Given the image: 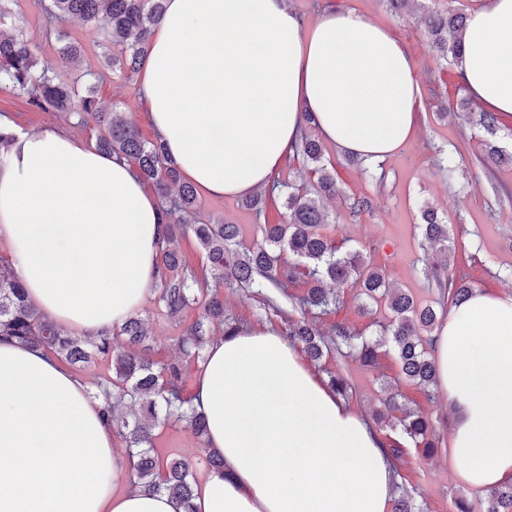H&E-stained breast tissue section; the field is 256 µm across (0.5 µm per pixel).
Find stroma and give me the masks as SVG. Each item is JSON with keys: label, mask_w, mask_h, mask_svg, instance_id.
Listing matches in <instances>:
<instances>
[{"label": "stroma", "mask_w": 512, "mask_h": 512, "mask_svg": "<svg viewBox=\"0 0 512 512\" xmlns=\"http://www.w3.org/2000/svg\"><path fill=\"white\" fill-rule=\"evenodd\" d=\"M290 7L305 22L316 20L323 10H353L372 22L389 29L407 48L415 64L423 90L422 107L417 115L416 131L409 143L383 164L381 174H374L347 160L345 153L333 143L324 145V161L336 169L341 190L338 199L329 201L330 212L326 233L351 244L370 246L371 262L384 268L393 287L410 291L421 304H435L439 294L425 276L432 263L430 252L422 249L420 224L424 206L437 208L450 225L456 244L458 267L474 288L498 295L512 294V201L498 202L494 191L512 193V163L486 170L483 130L462 119L446 115L445 109L465 89L458 67L444 59L429 44L423 26L415 15L394 14L382 0H288ZM16 10L23 20L28 41L37 48L41 65L56 69L66 82L83 73H99L103 65L104 39L99 30L80 20H68L63 28L80 55L75 64L62 66L57 54V38L47 37L38 0H19ZM95 96L102 107L125 113L141 137L154 139L155 131L147 120L140 99L138 77L114 74L99 83ZM0 116L26 132L63 128L76 137L92 143L96 140L94 124L75 125L73 120L57 112L32 108L26 97L11 85L0 84ZM456 161L454 176H447L442 166L447 158ZM366 196L372 201L371 211L352 215L348 205L352 198ZM201 220L224 221L239 225L244 244L257 239L261 224H278L285 218L282 197H267L262 211L246 208L238 198H213L200 195ZM303 281L288 284L285 290H272L265 295L253 288H223L224 311L237 325L269 327L284 331L281 316L268 307V298H282L284 293H300ZM342 305L336 312L323 316V326L337 322L351 325L361 336H379L390 313L386 308H373L369 314L359 312V290L344 285L339 290ZM153 335L154 354L161 359L175 356V336L198 316L189 310L184 317H168L157 305L156 295H149L138 310ZM312 371L319 377L333 373L345 378L350 386L347 404L367 419H374L385 395L386 382L395 380L397 361L391 350H383L376 366L363 365L358 358L332 352ZM402 404L430 411L441 441L433 457L422 456L415 448H407L398 464V485L424 507V512H455V500L463 487L451 475L448 458V405L443 396L427 399L423 390L410 382L398 381ZM163 456L191 461L196 472H203L204 450L185 430L165 429L156 440Z\"/></svg>", "instance_id": "1"}]
</instances>
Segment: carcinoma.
Returning <instances> with one entry per match:
<instances>
[{"instance_id":"cac0c4a2","label":"carcinoma","mask_w":512,"mask_h":512,"mask_svg":"<svg viewBox=\"0 0 512 512\" xmlns=\"http://www.w3.org/2000/svg\"><path fill=\"white\" fill-rule=\"evenodd\" d=\"M17 3L0 0V81L27 96L29 104L39 111L64 112L85 124L94 120L97 148L131 164L142 182L155 187L167 217L159 249L160 275L155 283L157 303L172 318L185 315L195 304L201 307L199 317L177 338L180 356L157 361L152 358L151 336L139 316L132 315L120 327L96 335L72 336L29 303L24 286L12 270L0 269V339L43 350L78 368L97 360L110 363L111 371L95 375L90 387L94 395L103 396L106 415L125 443L136 488L148 494L164 491L191 512L196 487L193 466L180 458L159 457L153 441L158 428L181 425L199 443H205L207 419L187 393V363L204 361L208 325L223 326L226 335L235 331L224 321V298L218 292L226 285L280 288L302 275L306 289L293 305L299 316L287 318L286 331L303 346L311 361H320L333 348H343L346 354L373 367L380 349L387 345L406 379L426 391L437 386V370L430 358L434 332L440 323L436 310L419 305L410 293L391 287L385 271L367 263L361 250L347 248L344 241L323 233L328 223L324 200L340 190L334 169L323 161L320 140L310 132L311 115H306L307 131L296 151L309 166L313 187L273 183L271 190L277 189L285 196L287 220L259 225V239L253 246L244 247L238 225L196 219L200 209L198 192L183 180L161 139L145 141L124 113L102 110L94 85L80 92L38 68L34 47L17 34ZM43 10L51 25L76 17L102 28L108 67L128 76L140 68L152 28L164 10V0H45ZM423 22L431 46L439 55L455 61L462 57L467 26L464 15L450 10L428 11ZM455 111L495 136L498 120L494 113L477 109L467 97L459 99ZM484 146L489 163L499 165L506 159L512 162V154L503 153L493 141H485ZM422 217L423 241L436 255L430 276L441 293L458 304L472 292V285L453 270L454 242L449 227L433 206L426 207ZM188 232L204 251L215 279L216 290L201 299L195 294L194 277L175 248L177 237ZM284 250L291 252L297 262L281 261ZM353 278L367 300L385 301L392 313L385 336L379 339L360 336L344 322L326 332L318 325L319 317L340 303L326 283L340 285ZM399 425L423 454L435 452L439 437L429 413L406 410ZM456 509L512 512V483L485 493L476 507L467 496H461Z\"/></svg>"}]
</instances>
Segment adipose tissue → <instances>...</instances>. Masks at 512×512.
I'll return each mask as SVG.
<instances>
[{
    "instance_id": "ef3b65f1",
    "label": "adipose tissue",
    "mask_w": 512,
    "mask_h": 512,
    "mask_svg": "<svg viewBox=\"0 0 512 512\" xmlns=\"http://www.w3.org/2000/svg\"><path fill=\"white\" fill-rule=\"evenodd\" d=\"M461 80L512 115V0L467 20ZM150 124L191 182L216 198L268 187L305 113L368 164L412 137L415 66L353 10L313 24L286 0H164L142 61ZM163 209L133 168L63 130L17 134L0 163V240L34 306L66 329L122 325L158 276ZM460 484L512 482V295L474 290L434 342ZM195 404L208 472L195 512H388L397 482L380 432L280 333L243 326L211 341ZM128 457L101 400L50 354L0 343V512H184L167 493H115Z\"/></svg>"
}]
</instances>
